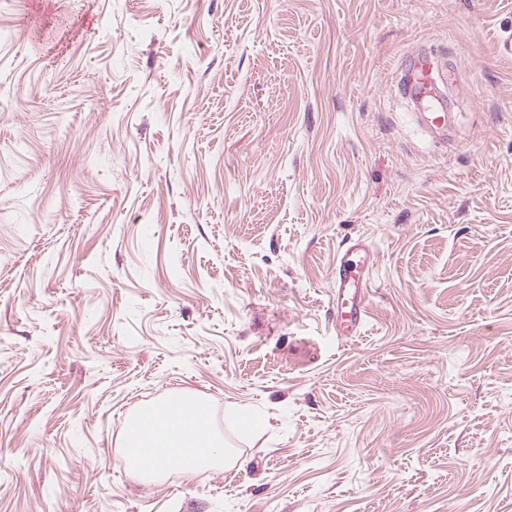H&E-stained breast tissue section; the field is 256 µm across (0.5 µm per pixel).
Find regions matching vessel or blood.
I'll return each instance as SVG.
<instances>
[{
	"label": "vessel or blood",
	"instance_id": "b4317fda",
	"mask_svg": "<svg viewBox=\"0 0 512 512\" xmlns=\"http://www.w3.org/2000/svg\"><path fill=\"white\" fill-rule=\"evenodd\" d=\"M399 88L409 112L422 128L433 136L447 130L454 118V106L450 98L440 93L430 64L415 59L413 65L401 73ZM372 253L369 244L358 241L338 256L333 271L337 322L355 328L362 323L367 309L365 288L373 267Z\"/></svg>",
	"mask_w": 512,
	"mask_h": 512
}]
</instances>
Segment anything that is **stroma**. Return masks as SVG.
<instances>
[{
	"instance_id": "obj_1",
	"label": "stroma",
	"mask_w": 512,
	"mask_h": 512,
	"mask_svg": "<svg viewBox=\"0 0 512 512\" xmlns=\"http://www.w3.org/2000/svg\"><path fill=\"white\" fill-rule=\"evenodd\" d=\"M176 395L244 467L126 472ZM0 512H512V0H0ZM398 84L408 103V111L422 128L432 136L448 131V123L455 117L454 106L448 96L440 93L430 64L415 59L413 65L400 74ZM373 250L364 241L351 244L338 256L333 271V288H336V324L343 322L356 330L362 323L367 309L364 288H367L372 267Z\"/></svg>"
}]
</instances>
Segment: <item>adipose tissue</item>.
<instances>
[{
    "label": "adipose tissue",
    "instance_id": "adipose-tissue-1",
    "mask_svg": "<svg viewBox=\"0 0 512 512\" xmlns=\"http://www.w3.org/2000/svg\"><path fill=\"white\" fill-rule=\"evenodd\" d=\"M126 470L141 480L158 479L171 467L186 475L236 463L231 449L220 448L208 406L187 396L156 403L142 423L125 426Z\"/></svg>",
    "mask_w": 512,
    "mask_h": 512
}]
</instances>
